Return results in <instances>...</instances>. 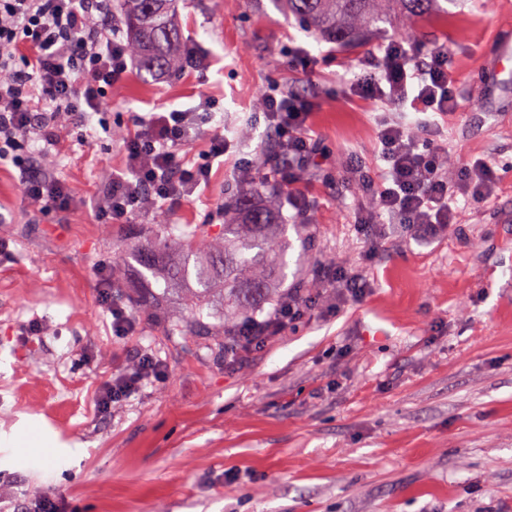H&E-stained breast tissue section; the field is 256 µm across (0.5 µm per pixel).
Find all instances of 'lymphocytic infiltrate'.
<instances>
[{
  "label": "lymphocytic infiltrate",
  "instance_id": "f902f5d3",
  "mask_svg": "<svg viewBox=\"0 0 512 512\" xmlns=\"http://www.w3.org/2000/svg\"><path fill=\"white\" fill-rule=\"evenodd\" d=\"M33 55H25L26 47ZM130 63L126 44L112 18V0H0V169L14 167L26 200L43 212L67 210L69 186L45 174L32 143L52 146L60 127L111 111L112 87L122 83ZM453 60L447 48L420 56L402 38L382 43L363 73L350 85L362 99L409 102L414 111L443 116L456 100L449 91ZM258 102L279 135L281 163L275 172L289 187L288 203L303 211L309 202L295 185L301 171L326 161L318 138L309 132L311 101L267 85ZM210 98L200 95L195 110L130 113L123 136L124 167L112 174L93 202L97 223L125 224L155 208L171 209L211 179L213 163L228 145L223 134L212 135L199 160L184 164L177 152L188 146L210 118ZM386 163L379 180L362 187L374 200L366 223L385 215L396 224H411L434 235L454 223L459 192L488 196L497 176L484 159L469 162L449 177L442 144L415 136L402 121H382L377 131ZM297 294L263 320L244 322L227 358L279 336L303 318Z\"/></svg>",
  "mask_w": 512,
  "mask_h": 512
}]
</instances>
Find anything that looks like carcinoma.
<instances>
[{"label":"carcinoma","instance_id":"carcinoma-1","mask_svg":"<svg viewBox=\"0 0 512 512\" xmlns=\"http://www.w3.org/2000/svg\"><path fill=\"white\" fill-rule=\"evenodd\" d=\"M401 4L413 18L425 15L438 0H278L283 11L325 41L342 46L367 30L381 31L389 23L388 5ZM123 22L130 33L128 53L140 69L158 75L184 62L185 42L173 18V0H121ZM159 225L146 227L149 241L137 245L132 258L154 275L167 269V280L196 283L192 289V316L173 322L171 334L206 336L214 327L203 321V310L215 293L234 304L244 317L283 296L271 288L287 277V225L278 211L255 202L253 193L239 192L224 207V223L200 224L181 242L170 239L165 215Z\"/></svg>","mask_w":512,"mask_h":512}]
</instances>
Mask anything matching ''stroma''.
<instances>
[{
  "label": "stroma",
  "instance_id": "35a3bbf8",
  "mask_svg": "<svg viewBox=\"0 0 512 512\" xmlns=\"http://www.w3.org/2000/svg\"><path fill=\"white\" fill-rule=\"evenodd\" d=\"M176 20L208 68L152 77L130 67L108 121L131 112L215 101L198 138L229 144L208 185L167 213L174 236L216 223L240 165L262 169L278 134L257 107L270 83L312 99L311 128L332 153L309 169L305 214L276 186L258 201L288 224L284 290L310 298L311 317L224 362L220 336H172L188 314L165 277L142 278L128 227L97 224L91 202L123 167L118 140L59 129L42 160L74 204L40 214L17 170H0V512H512V92L483 66L512 36V0H457L339 47L288 18L277 0H176ZM401 36L454 56L457 107L423 138L448 144V167L493 163L494 195L458 196V221L434 237L400 224H358L362 177L385 166L376 125L406 103L366 101L349 83L385 40ZM318 56L304 70L290 51ZM361 274L362 300H340L323 266ZM135 329L112 331L97 288ZM150 353L164 373L101 407L104 386ZM37 428L46 448L9 447ZM98 288L102 299L109 303L112 311V330L118 335L128 334L133 330L135 322L127 311L112 300V276L106 269L98 275Z\"/></svg>",
  "mask_w": 512,
  "mask_h": 512
}]
</instances>
